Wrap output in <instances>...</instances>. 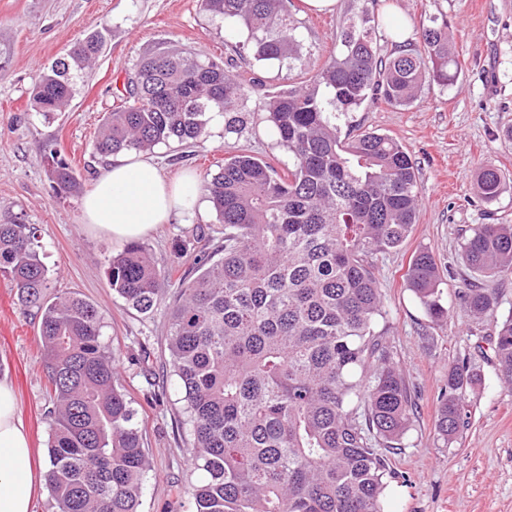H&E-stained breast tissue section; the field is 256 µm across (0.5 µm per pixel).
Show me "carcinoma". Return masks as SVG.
Masks as SVG:
<instances>
[{"label": "carcinoma", "instance_id": "1", "mask_svg": "<svg viewBox=\"0 0 512 512\" xmlns=\"http://www.w3.org/2000/svg\"><path fill=\"white\" fill-rule=\"evenodd\" d=\"M242 48L264 66L306 65L292 0H203ZM376 0H363L336 31V54L302 86L268 92L259 109L292 165L271 164L231 146L204 180L221 237L181 241L195 275L173 278L147 246L134 242L111 259L112 290L146 313L174 289L167 363L187 403L194 512H381L386 452L414 417V398L397 354L379 328L383 296L375 259L402 246L422 190L416 163L394 138L375 131L341 134L349 114L379 102L407 106L429 79L448 86L461 68L448 19L431 16L394 55L376 47ZM103 45L79 42L36 81L31 106L48 114L75 95ZM105 113L96 149L105 155L189 147L215 116L224 135L241 133L253 87L224 64L172 42L144 52ZM60 193L81 181L52 159ZM477 191L503 190L494 168ZM474 273L512 275V224H478L462 246ZM0 275L39 320L50 389L47 486L55 512H138L149 460L147 442L115 355L102 335L99 306L76 292L49 293L48 268L32 224L0 222ZM407 279L431 321L445 317L433 255L419 251ZM458 301L480 322L494 315L495 293L479 282ZM500 379L512 386V315L488 339ZM476 374L467 358L448 366L438 434L464 424L463 399Z\"/></svg>", "mask_w": 512, "mask_h": 512}]
</instances>
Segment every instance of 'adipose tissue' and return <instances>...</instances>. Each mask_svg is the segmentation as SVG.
Segmentation results:
<instances>
[{"label": "adipose tissue", "mask_w": 512, "mask_h": 512, "mask_svg": "<svg viewBox=\"0 0 512 512\" xmlns=\"http://www.w3.org/2000/svg\"><path fill=\"white\" fill-rule=\"evenodd\" d=\"M196 178L163 177L150 159L125 154L93 183L81 203L87 226L124 242L149 234L199 203ZM47 463L37 457L18 417L13 388L0 378V512H32Z\"/></svg>", "instance_id": "obj_1"}]
</instances>
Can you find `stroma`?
<instances>
[{"instance_id": "35a3bbf8", "label": "stroma", "mask_w": 512, "mask_h": 512, "mask_svg": "<svg viewBox=\"0 0 512 512\" xmlns=\"http://www.w3.org/2000/svg\"><path fill=\"white\" fill-rule=\"evenodd\" d=\"M361 0H338L331 13L296 14L308 68L267 69L251 63L240 38L204 10L202 0H0V221L20 218L37 225L50 270L52 291H75L97 304L102 334L117 355L145 432L151 467L140 512H191L185 492L198 475L190 467L191 435L181 393L165 361L168 307L147 315L113 291L108 261L123 243L83 224L80 196L56 193L49 176L52 157L68 162L90 189L112 164L95 150L101 117L140 55L152 45L175 40L231 63L244 78L269 88L309 79L332 55L340 20ZM393 19L417 31L429 15L448 18L460 52L457 83H425L417 101L395 108L380 103L351 113L352 124L399 141L418 168L422 202L402 246L377 257L387 337L417 396V411L400 449L389 455L397 474L383 499V512H512V390L501 384L486 338L499 319L512 314V277L491 280L498 296L494 317L472 322L457 293L470 280L460 258L463 239L478 224H512V0H385ZM105 31L102 53L77 83L60 112L44 115L30 107L38 75L77 42ZM236 146L277 169L292 159L260 118L251 119ZM226 146L223 123L191 147L158 146L153 158L164 175L197 178L216 172ZM499 169L505 185L492 202L478 199L476 178ZM222 231L209 199L161 225L143 242L154 259L170 264L177 241L198 227ZM421 249L443 269L442 302L447 316L432 322L408 286L406 272ZM466 357L477 374L464 403L466 422L452 440L436 430L437 398L448 367ZM12 383L16 407L39 450L51 428L44 412L48 380L40 362L38 319L23 314L10 281L0 276V376ZM166 394L152 401V385Z\"/></svg>"}]
</instances>
